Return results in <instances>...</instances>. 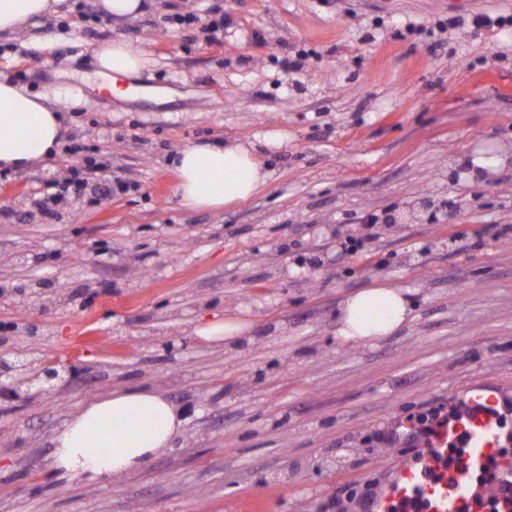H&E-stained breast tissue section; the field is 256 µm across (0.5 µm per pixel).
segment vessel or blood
<instances>
[{"label":"vessel or blood","mask_w":512,"mask_h":512,"mask_svg":"<svg viewBox=\"0 0 512 512\" xmlns=\"http://www.w3.org/2000/svg\"><path fill=\"white\" fill-rule=\"evenodd\" d=\"M498 403L490 390L473 388L469 412L435 427L424 445L422 455L434 471L433 478H425L414 465H405L377 512H390L393 503L415 498L423 503L421 512H488L490 502L503 500L502 486L476 484L492 462L504 477L512 478V455L502 451L498 440Z\"/></svg>","instance_id":"obj_1"}]
</instances>
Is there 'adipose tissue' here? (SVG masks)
I'll return each instance as SVG.
<instances>
[{"label":"adipose tissue","instance_id":"1","mask_svg":"<svg viewBox=\"0 0 512 512\" xmlns=\"http://www.w3.org/2000/svg\"><path fill=\"white\" fill-rule=\"evenodd\" d=\"M62 0H0V33L21 31L31 20L54 13ZM92 55L99 77L116 97H126L122 80L151 63L148 52L115 38L97 44ZM62 118L41 95L0 75V169L20 170L44 160L62 144ZM176 193L193 210H219L247 200L269 173L249 145L238 141L195 143L173 160ZM407 289L372 283L345 296L336 316L340 343L376 342L410 321ZM185 421L184 411L162 391L117 388L85 401L54 437L52 466L65 476L92 482L140 468L170 448Z\"/></svg>","mask_w":512,"mask_h":512}]
</instances>
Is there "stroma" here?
<instances>
[{"instance_id":"1","label":"stroma","mask_w":512,"mask_h":512,"mask_svg":"<svg viewBox=\"0 0 512 512\" xmlns=\"http://www.w3.org/2000/svg\"><path fill=\"white\" fill-rule=\"evenodd\" d=\"M115 37L153 60L125 101L86 77ZM0 74L82 147L0 170V351L71 371L0 393V512H360L416 459L417 416L474 382L512 396V0H154L119 20L64 0L0 35ZM215 139L253 143L271 178L186 208L171 160ZM91 164L127 191L43 216L50 182ZM375 281L410 289L411 321L337 343L339 303ZM240 313L235 341L194 333ZM116 387L181 405L173 448L61 475L56 432Z\"/></svg>"}]
</instances>
